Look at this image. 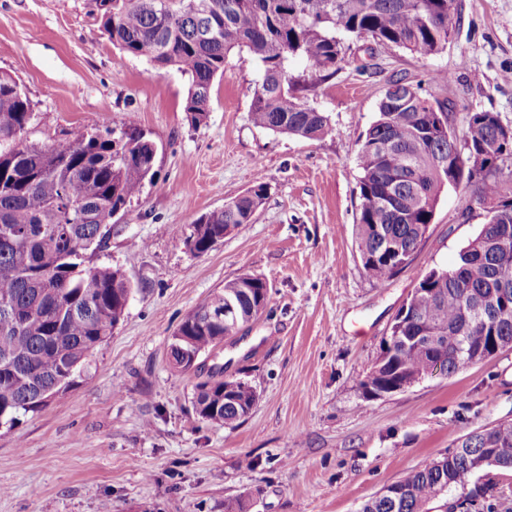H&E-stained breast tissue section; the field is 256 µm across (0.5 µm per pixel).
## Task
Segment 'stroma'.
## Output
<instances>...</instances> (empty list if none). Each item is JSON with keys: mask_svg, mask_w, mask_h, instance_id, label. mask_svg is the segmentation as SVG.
Here are the masks:
<instances>
[{"mask_svg": "<svg viewBox=\"0 0 512 512\" xmlns=\"http://www.w3.org/2000/svg\"><path fill=\"white\" fill-rule=\"evenodd\" d=\"M452 12L447 47L426 59L350 40L336 75L298 92L332 128L307 140L252 124L258 68L248 50L228 54L208 122L195 129L187 75L113 45L90 0H0V74L33 101L37 141L132 120L159 145L154 181L93 258L131 282L125 315L64 395L0 428V512H224L233 498L244 512H356L467 433L512 421V349L397 392L361 389L419 281L452 266L484 222L475 187L445 191L412 262L382 283L365 274L356 153L388 81L446 71L435 94L455 129L476 110L512 128V0H453ZM259 176L268 194L251 222L191 254L192 224ZM242 274L267 283L264 312L198 370L173 368L181 322ZM216 370L256 391L232 426L193 407L196 384Z\"/></svg>", "mask_w": 512, "mask_h": 512, "instance_id": "35a3bbf8", "label": "stroma"}]
</instances>
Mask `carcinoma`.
<instances>
[{
  "mask_svg": "<svg viewBox=\"0 0 512 512\" xmlns=\"http://www.w3.org/2000/svg\"><path fill=\"white\" fill-rule=\"evenodd\" d=\"M453 0H92L112 43L155 67L189 75L188 123L207 124L215 77L234 49L257 60L259 78L250 120L275 134L320 139L325 113L299 101L306 83L289 62L303 59L310 76L325 78L344 61V44L368 38L377 48L406 49L420 58L444 50L453 27ZM379 101L378 117L357 151L360 206L356 242L364 271L385 281L413 259L447 188L482 176L476 196L485 211L479 232L450 268H433L397 315L384 352L361 383L364 392L411 385L440 361L449 376L512 345V199L487 179L512 156V141L494 112H467L463 135L447 104L396 78ZM35 106L19 82L0 75V427L42 409L62 394L125 314L132 285L119 268L90 264L115 223L114 215L157 175L156 141L134 122L106 134L76 127L50 143L32 139ZM485 155L489 166L472 167ZM254 184L224 207L201 216L189 238L205 254L230 224H247L267 195ZM235 309L234 322L211 314ZM268 286L242 274L224 282L173 334L169 358L189 371L267 306ZM256 401L252 386L211 374L196 385L195 411L233 425ZM512 471V422L482 430L463 447L413 470L363 501L357 512H424L450 490L473 499L507 500L498 476ZM481 480L470 488L473 479Z\"/></svg>",
  "mask_w": 512,
  "mask_h": 512,
  "instance_id": "cac0c4a2",
  "label": "carcinoma"
}]
</instances>
